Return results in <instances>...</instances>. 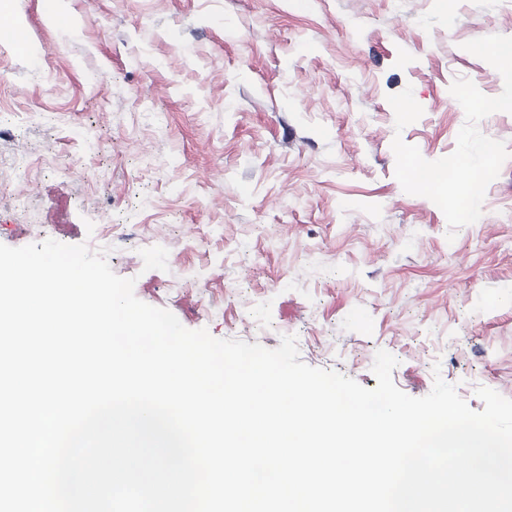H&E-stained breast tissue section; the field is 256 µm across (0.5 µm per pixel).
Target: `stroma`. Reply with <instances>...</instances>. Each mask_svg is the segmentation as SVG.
<instances>
[{
    "mask_svg": "<svg viewBox=\"0 0 512 512\" xmlns=\"http://www.w3.org/2000/svg\"><path fill=\"white\" fill-rule=\"evenodd\" d=\"M0 16V243L107 250L141 301L187 329L273 349L372 389L378 350L413 397L435 377L473 410L512 399V113L478 128L509 152L482 215L395 177L394 137L456 149L464 50L512 37V0H8ZM423 114L395 129L391 95ZM68 171L45 167L46 156Z\"/></svg>",
    "mask_w": 512,
    "mask_h": 512,
    "instance_id": "1",
    "label": "stroma"
}]
</instances>
